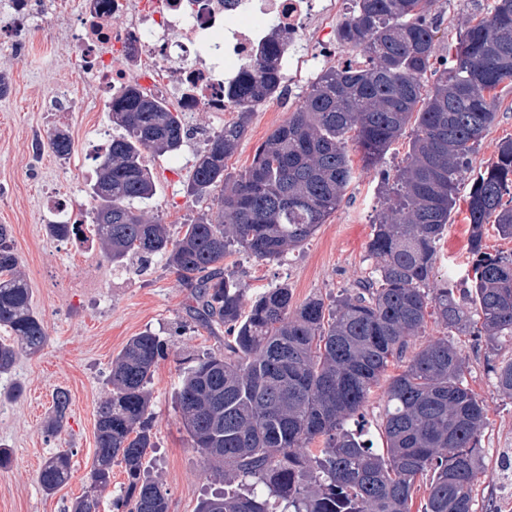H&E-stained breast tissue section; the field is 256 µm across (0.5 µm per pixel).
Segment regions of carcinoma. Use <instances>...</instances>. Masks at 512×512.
<instances>
[{"label": "carcinoma", "instance_id": "cac0c4a2", "mask_svg": "<svg viewBox=\"0 0 512 512\" xmlns=\"http://www.w3.org/2000/svg\"><path fill=\"white\" fill-rule=\"evenodd\" d=\"M351 2L337 38L360 49L361 58L319 73L288 122L232 176L225 160L245 136L254 105L281 84L273 61L279 47L262 59L259 75L238 84L241 112L208 140L187 185L196 200L220 190L218 208L183 225L176 239L130 202L153 196L144 153L178 151L186 137L181 118L135 85L108 105L124 134L112 139L89 188L105 258L123 266L164 256L190 289L196 313L227 335L224 353L187 361L178 397L192 447L222 468L227 486L198 512H410L420 486L422 512H474L484 406L465 384L466 360L455 342L414 349L411 338L433 315L451 332L484 339L490 353L501 338H512V253H492L485 244L487 224L512 239V199L504 200L512 194V139L471 177L469 287L458 297L453 279H432L458 185L497 118L495 90L512 80V0H493L488 12L473 15L444 56L436 0ZM411 123L405 166L393 180L383 178L389 205L369 243L373 276L331 305L313 298L293 312L290 290L279 286L245 306L246 286L224 269V259L243 252L273 261L306 242L353 179L348 142L374 168ZM71 147L62 128L38 144L61 158ZM48 229L62 240L83 233L82 224L67 221ZM0 327L9 333L0 340V375L11 373L21 351L36 353L47 341L5 224ZM164 350V340L145 332L112 360V389L97 411L90 489L71 512H98L115 461L128 479L117 512H170L162 483L144 467L154 447L147 383ZM391 365L401 371L387 374ZM493 374L499 391L512 395V362ZM382 383L386 448L378 451L347 422ZM69 405L68 391L57 389L45 433L65 430ZM318 438L323 447L310 450ZM71 456L60 448L44 462L38 480L45 492L66 483ZM259 485L277 498L275 508L258 495Z\"/></svg>", "mask_w": 512, "mask_h": 512}]
</instances>
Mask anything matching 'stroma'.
<instances>
[{"instance_id":"obj_1","label":"stroma","mask_w":512,"mask_h":512,"mask_svg":"<svg viewBox=\"0 0 512 512\" xmlns=\"http://www.w3.org/2000/svg\"><path fill=\"white\" fill-rule=\"evenodd\" d=\"M493 0H437L443 18L437 34L440 52L450 44L466 20L487 12ZM26 49L0 41V74L7 92L0 96V224L8 225L19 269L32 288V305L47 329L48 341L34 355H19L10 376L0 377V443L12 452L10 466L0 468V512H70L77 497L89 488L96 446L97 409L109 393L108 375L113 357L128 340L150 331L167 343V355L156 364L147 384L155 446L145 463L160 479L169 496L170 512H196L200 501L222 492L224 480L190 443L177 408L179 363L224 348L223 329H209L190 314V293L164 257L146 266H112L102 255L89 222L91 202L86 195L99 162L104 135H118L108 112V95L74 62L70 45L29 29ZM498 117L470 157L471 170L484 168L502 139L512 137V84L500 86ZM66 97L72 109L56 112L55 98ZM289 118L256 106L246 136L227 159L228 173L247 168L258 146ZM185 126L198 129L200 138L185 141L178 152L148 155L156 193L136 203L146 216L166 224L178 235L183 224L215 207L216 197L194 202L185 193L197 154L207 137L224 127L220 112H185ZM61 127L73 149L67 160L51 151H34L36 139ZM409 135L389 148L378 169L364 170L358 151H351L355 168L336 212L300 247L274 261H258L242 253L226 258L229 271L247 286L248 298L285 285L294 305L311 298L332 303L368 278L373 262L368 245L373 223L385 208L381 173L395 174L407 157ZM471 183L462 180L457 208L437 245L435 280L462 279L472 260L470 226L465 219ZM68 202L69 218L81 221L80 238L59 240L46 226L56 220L50 197ZM466 358L465 377L482 400L487 414L481 437L484 466L473 487L475 512H512V397L499 393L487 364L484 346L472 337L456 339ZM20 385V398H3V391ZM70 395L65 432L47 436L43 423L57 389ZM68 448L71 477L54 494H45L38 474L56 449Z\"/></svg>"}]
</instances>
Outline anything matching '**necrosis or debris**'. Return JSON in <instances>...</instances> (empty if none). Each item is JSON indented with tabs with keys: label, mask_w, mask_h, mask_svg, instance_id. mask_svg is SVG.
<instances>
[{
	"label": "necrosis or debris",
	"mask_w": 512,
	"mask_h": 512,
	"mask_svg": "<svg viewBox=\"0 0 512 512\" xmlns=\"http://www.w3.org/2000/svg\"><path fill=\"white\" fill-rule=\"evenodd\" d=\"M347 0H82L66 22L82 69L107 91L137 85L180 112H232L229 88L256 73L274 38L277 67L300 78L351 55L326 40Z\"/></svg>",
	"instance_id": "1"
}]
</instances>
